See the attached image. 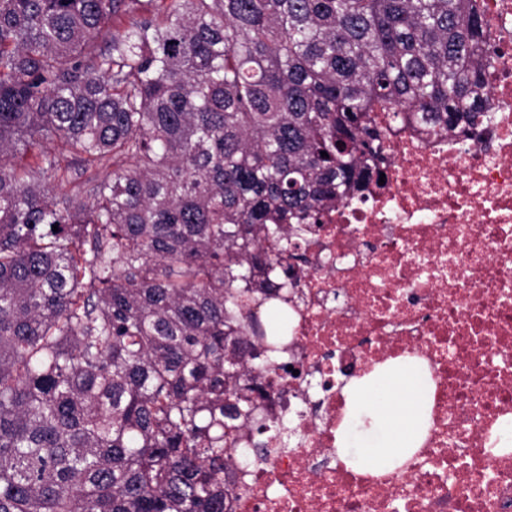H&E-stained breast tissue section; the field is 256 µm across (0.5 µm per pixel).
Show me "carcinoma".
I'll return each mask as SVG.
<instances>
[{
	"label": "carcinoma",
	"instance_id": "carcinoma-1",
	"mask_svg": "<svg viewBox=\"0 0 512 512\" xmlns=\"http://www.w3.org/2000/svg\"><path fill=\"white\" fill-rule=\"evenodd\" d=\"M486 28L479 0H0V512H226L288 372L289 239L368 183L375 113L489 118Z\"/></svg>",
	"mask_w": 512,
	"mask_h": 512
}]
</instances>
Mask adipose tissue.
<instances>
[{
	"label": "adipose tissue",
	"instance_id": "1",
	"mask_svg": "<svg viewBox=\"0 0 512 512\" xmlns=\"http://www.w3.org/2000/svg\"><path fill=\"white\" fill-rule=\"evenodd\" d=\"M344 395L350 417L336 432L339 457L359 473L393 472L418 446L430 400L382 366L353 379Z\"/></svg>",
	"mask_w": 512,
	"mask_h": 512
}]
</instances>
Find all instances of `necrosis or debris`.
Here are the masks:
<instances>
[{
    "label": "necrosis or debris",
    "mask_w": 512,
    "mask_h": 512,
    "mask_svg": "<svg viewBox=\"0 0 512 512\" xmlns=\"http://www.w3.org/2000/svg\"><path fill=\"white\" fill-rule=\"evenodd\" d=\"M493 112L479 126L386 129L383 187L326 207L292 238L285 358L261 415L284 423L261 457L233 451L230 512H512V451L490 442L512 415V0H481ZM418 358L434 384L418 448L381 477L336 453L342 387L374 365Z\"/></svg>",
    "instance_id": "4bbe7bcc"
}]
</instances>
